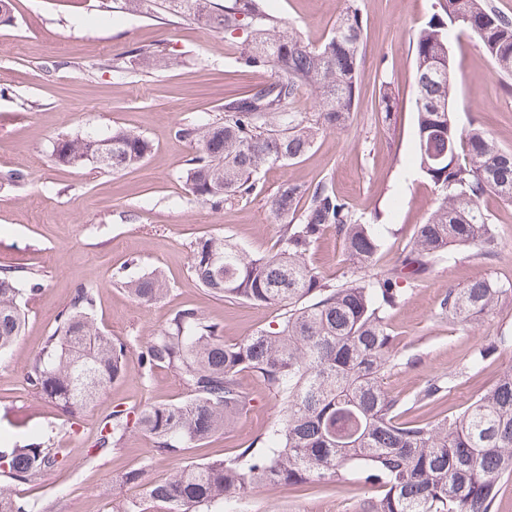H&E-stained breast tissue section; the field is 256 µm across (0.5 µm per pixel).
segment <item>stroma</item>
<instances>
[{"instance_id":"1","label":"stroma","mask_w":512,"mask_h":512,"mask_svg":"<svg viewBox=\"0 0 512 512\" xmlns=\"http://www.w3.org/2000/svg\"><path fill=\"white\" fill-rule=\"evenodd\" d=\"M92 0H13L12 23L0 24V268L37 273L41 288L29 295L24 330L0 358V440L27 441L42 430L63 448L62 463L34 483H13L14 493L36 501L38 512H111L117 503L141 502L147 487L192 462L231 458L277 423L283 409L249 371L239 382L249 404L236 420L204 443L169 457L153 453L150 438L130 430L109 452L91 455L112 412L187 397L178 376L155 368L141 377L138 358L153 334L182 308H193L219 325L235 344L275 326L279 312L241 300L219 298L199 287L190 270L195 241L227 236L249 254L271 252L281 226L271 202L284 184L333 181L365 220L381 227L376 267L397 265L414 227L436 206L433 186L416 162L415 58L417 30L435 0H357L364 47L360 97L348 126L321 135L292 164L263 169L253 193L211 205L192 201L182 178L194 145L182 128L215 118L226 101L252 95L269 82L268 72L236 61L242 32L217 33L176 17L116 14L103 17ZM273 10L318 44L329 35L343 0H271ZM166 43L171 67L153 73L112 65L138 45ZM454 109L460 125L475 122L504 150L512 151V92L476 39L453 46ZM391 88L393 108L383 118L378 99ZM116 128L136 131L152 149L118 172L58 165L52 144L61 136ZM19 171V183L8 175ZM484 206L502 239L489 259L459 250L418 279L405 282L403 303L388 312L396 357L383 377L390 395L410 402L422 386L452 379L442 399L446 411L479 397L497 374L512 366V347H496L474 362L477 348L512 335V297L499 299L479 321L448 320L440 302L451 287L476 277L512 284V206L488 196ZM323 283L336 285L351 273L335 228L324 229L306 255ZM160 269L169 291L160 300L137 303L122 277ZM96 294L95 319L127 345L124 376L107 384L78 417L37 396L22 368L37 354L75 288ZM141 469L139 480L125 473ZM374 486L354 480L255 489L234 503L237 512H364Z\"/></svg>"}]
</instances>
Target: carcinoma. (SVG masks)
Returning a JSON list of instances; mask_svg holds the SVG:
<instances>
[{
	"mask_svg": "<svg viewBox=\"0 0 512 512\" xmlns=\"http://www.w3.org/2000/svg\"><path fill=\"white\" fill-rule=\"evenodd\" d=\"M97 10L194 21L224 33L246 27L237 63L265 68L266 106L255 96L224 103L220 117L185 129L197 144L189 160L185 186L193 200L220 204L244 198L264 167L288 164L314 146L318 135L347 126L356 103L363 26L355 0L319 45L306 42L270 7L268 0H97ZM478 28L485 53L500 75L512 76V18L490 0H443L414 40L416 65V156L420 172L433 184L436 208L415 225L400 264L390 272L375 270L381 237L337 191L333 181L313 188L285 184L271 201L283 231L274 252L248 254L227 236L201 237L191 253V273L201 287L221 298L258 306H278V328L260 329L243 341L224 344L217 324L194 309L175 313L140 353L141 374L165 365L187 389L179 404L152 403L134 413L117 411L101 429V450L117 445L136 425L159 455H175L224 431L247 406L238 375L249 369L283 405V417L256 444L231 459L181 467L152 484L145 505H125L114 512H194L229 502L252 488H277L308 480L336 482L350 476L378 485L370 512H496L498 484L512 476V369L503 370L480 397L442 418L416 424L399 421V401L382 386L395 357L385 322L387 310L404 297L402 280H414L435 260L452 258L459 249L486 259L501 239L483 207L489 195L512 205V152L502 150L479 126L453 123L432 160L422 148L454 120L435 105L454 104L455 84L441 63L454 41ZM146 72L172 63L167 46L134 50ZM301 86L317 104L308 116L293 107ZM112 150L107 165L96 158ZM149 141L131 130L105 136L85 132L61 136L52 157L61 165H92L104 171L139 164ZM333 226L341 235L353 270L342 283L321 282L305 255L321 232ZM39 290L35 275L0 271V355L7 353L25 324L22 285ZM139 302L168 291L157 270L123 281ZM512 292L489 278L450 288L441 301L448 319H480L499 297ZM95 295L75 289L69 307L46 337L40 352L24 366L31 389L72 416L87 407L111 381L126 372L127 345L112 339L94 318ZM445 383L417 392L415 409L444 397ZM60 464L59 449L36 430L23 446L0 448V512H35V504L13 494L10 482H35Z\"/></svg>",
	"mask_w": 512,
	"mask_h": 512,
	"instance_id": "cac0c4a2",
	"label": "carcinoma"
}]
</instances>
